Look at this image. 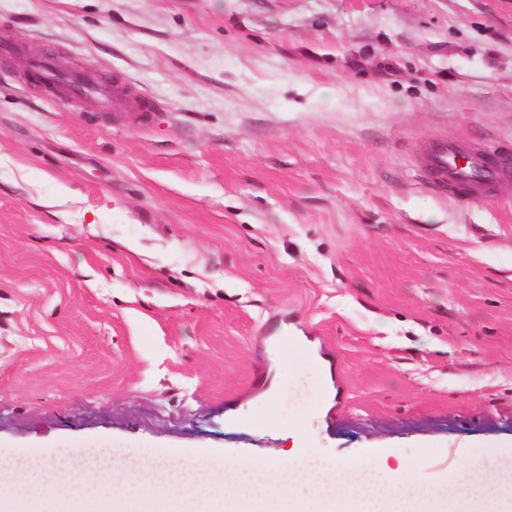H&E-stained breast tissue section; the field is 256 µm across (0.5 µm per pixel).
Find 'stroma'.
<instances>
[{
    "mask_svg": "<svg viewBox=\"0 0 512 512\" xmlns=\"http://www.w3.org/2000/svg\"><path fill=\"white\" fill-rule=\"evenodd\" d=\"M0 41V459L305 428L434 480L512 443V171L455 197L418 161L512 158V0H0ZM29 68L47 88L62 91L70 98L98 99L114 112H122L127 107L129 94L124 88L102 82L91 73H61L49 56L30 59Z\"/></svg>",
    "mask_w": 512,
    "mask_h": 512,
    "instance_id": "1",
    "label": "stroma"
}]
</instances>
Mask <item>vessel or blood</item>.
<instances>
[{
  "instance_id": "obj_1",
  "label": "vessel or blood",
  "mask_w": 512,
  "mask_h": 512,
  "mask_svg": "<svg viewBox=\"0 0 512 512\" xmlns=\"http://www.w3.org/2000/svg\"><path fill=\"white\" fill-rule=\"evenodd\" d=\"M30 70L49 89L64 92L73 99H98L112 111H124L129 95L124 88L100 81L90 73L64 74L50 57L30 59ZM424 181L439 192L463 193L473 187L493 190L502 174V166L494 154H478L463 150L447 138L427 141L421 155Z\"/></svg>"
}]
</instances>
